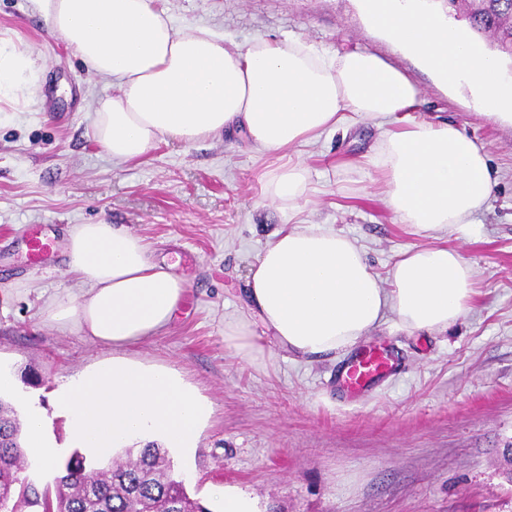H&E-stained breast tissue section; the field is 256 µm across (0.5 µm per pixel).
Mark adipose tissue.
Segmentation results:
<instances>
[{
	"mask_svg": "<svg viewBox=\"0 0 512 512\" xmlns=\"http://www.w3.org/2000/svg\"><path fill=\"white\" fill-rule=\"evenodd\" d=\"M35 2L49 30L112 87L91 129L113 162L139 159L165 138L191 144L238 131L256 149L279 151L352 120L383 126L366 161L422 245L400 252L382 277L333 225H283L249 270L247 314L224 323V340L238 353L262 355L251 336L255 319L282 349L308 357L348 350L388 322L411 333L444 331L471 310L474 272L448 236L468 232L491 195L487 154L450 123L404 125L418 88L397 67L367 50L328 53L288 38L244 47L206 26L175 27L154 0ZM363 7L372 28L431 65L443 84L467 83L478 110L512 118V82L430 0ZM41 75L27 49L0 36V112L30 105ZM306 188L299 162L265 184L269 199L291 207ZM67 252L73 285L44 301L43 317L116 351L58 390L73 443L93 460L140 441L191 451L209 404L173 371L120 355L167 331L185 282L119 224L73 225ZM24 428L27 454L52 465L58 449L38 407L28 409Z\"/></svg>",
	"mask_w": 512,
	"mask_h": 512,
	"instance_id": "1",
	"label": "adipose tissue"
}]
</instances>
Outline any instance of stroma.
Wrapping results in <instances>:
<instances>
[{
    "label": "stroma",
    "mask_w": 512,
    "mask_h": 512,
    "mask_svg": "<svg viewBox=\"0 0 512 512\" xmlns=\"http://www.w3.org/2000/svg\"><path fill=\"white\" fill-rule=\"evenodd\" d=\"M176 24L207 26L245 45L297 39L319 50L363 48L403 70L419 89L416 122L455 124L481 144L495 176L471 230L449 242L469 261L477 294L448 331L409 333L387 323L365 345L388 349L395 369L364 393L337 383L345 353L305 359L253 325L258 358L224 343V318L246 309V277L276 228L332 224L386 275L421 244L385 203L365 157L380 131L284 151H258L244 134L194 144L158 141L141 159L113 163L94 140L91 114L109 94L53 36L33 0H0V32L29 47L43 70L38 104L0 113V363L17 393L46 414L70 456L55 404L64 379L111 357V348L46 325L39 290L71 285L74 224H121L186 284L176 320L127 357L177 371L211 406L194 453L171 458L189 495L243 491L263 512H512V123L478 111L467 86L434 72L370 32L355 0H157ZM309 170L295 213L265 194L268 174L295 161ZM54 241L51 262L30 243Z\"/></svg>",
    "instance_id": "stroma-1"
}]
</instances>
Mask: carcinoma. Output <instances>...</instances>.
<instances>
[{
	"label": "carcinoma",
	"mask_w": 512,
	"mask_h": 512,
	"mask_svg": "<svg viewBox=\"0 0 512 512\" xmlns=\"http://www.w3.org/2000/svg\"><path fill=\"white\" fill-rule=\"evenodd\" d=\"M448 9L466 14L471 30L491 33L498 50L512 44V0H446ZM21 423L10 403L0 399V512H208L190 498L185 482L167 473V450L148 443L133 455L127 448L108 463L76 451L63 464L56 483L67 494L46 501L28 475L20 441Z\"/></svg>",
	"instance_id": "cac0c4a2"
}]
</instances>
